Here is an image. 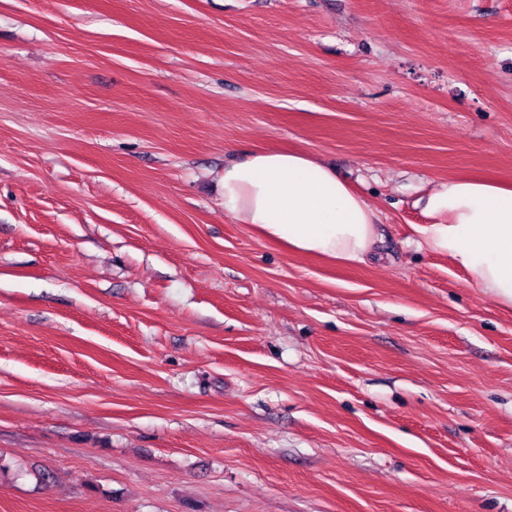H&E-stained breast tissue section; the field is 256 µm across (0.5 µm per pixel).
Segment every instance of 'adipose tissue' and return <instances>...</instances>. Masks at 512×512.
<instances>
[{"instance_id":"1","label":"adipose tissue","mask_w":512,"mask_h":512,"mask_svg":"<svg viewBox=\"0 0 512 512\" xmlns=\"http://www.w3.org/2000/svg\"><path fill=\"white\" fill-rule=\"evenodd\" d=\"M222 185L225 215L292 252L354 265L381 241L375 211L317 157L256 147L225 164ZM415 205L426 218L413 227L417 244L512 306V185L451 177Z\"/></svg>"}]
</instances>
